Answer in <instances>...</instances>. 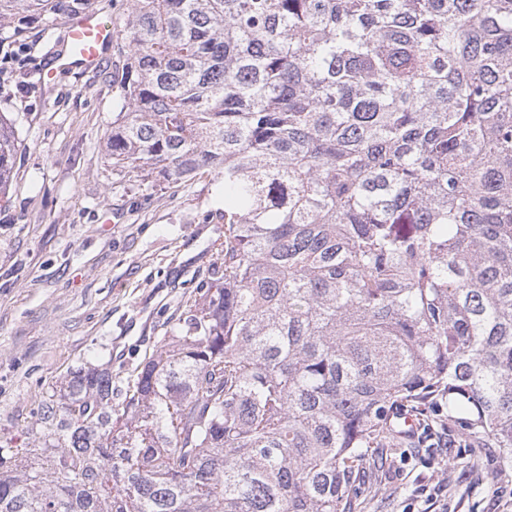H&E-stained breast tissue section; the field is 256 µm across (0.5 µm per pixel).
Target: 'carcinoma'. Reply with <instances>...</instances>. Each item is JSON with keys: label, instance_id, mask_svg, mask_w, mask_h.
<instances>
[{"label": "carcinoma", "instance_id": "obj_1", "mask_svg": "<svg viewBox=\"0 0 512 512\" xmlns=\"http://www.w3.org/2000/svg\"><path fill=\"white\" fill-rule=\"evenodd\" d=\"M121 39L112 170L215 174L224 236L122 403L81 367L0 436V512H353L450 423L512 471V0H135Z\"/></svg>", "mask_w": 512, "mask_h": 512}]
</instances>
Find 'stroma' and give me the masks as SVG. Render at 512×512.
I'll return each mask as SVG.
<instances>
[{
	"label": "stroma",
	"mask_w": 512,
	"mask_h": 512,
	"mask_svg": "<svg viewBox=\"0 0 512 512\" xmlns=\"http://www.w3.org/2000/svg\"><path fill=\"white\" fill-rule=\"evenodd\" d=\"M65 16L43 25L0 15V113L17 127L16 176L0 201V433L25 437L48 385L112 363L121 380L169 334L208 276L224 206L213 176L114 174L106 138L123 93L97 69L60 67ZM55 75L40 80L39 72ZM355 512H512V476L459 427L370 472Z\"/></svg>",
	"instance_id": "35a3bbf8"
}]
</instances>
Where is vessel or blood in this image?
Returning a JSON list of instances; mask_svg holds the SVG:
<instances>
[{"label": "vessel or blood", "instance_id": "1", "mask_svg": "<svg viewBox=\"0 0 512 512\" xmlns=\"http://www.w3.org/2000/svg\"><path fill=\"white\" fill-rule=\"evenodd\" d=\"M115 37L112 24L103 20L98 12L75 15L67 28L71 66L82 70L96 68Z\"/></svg>", "mask_w": 512, "mask_h": 512}]
</instances>
